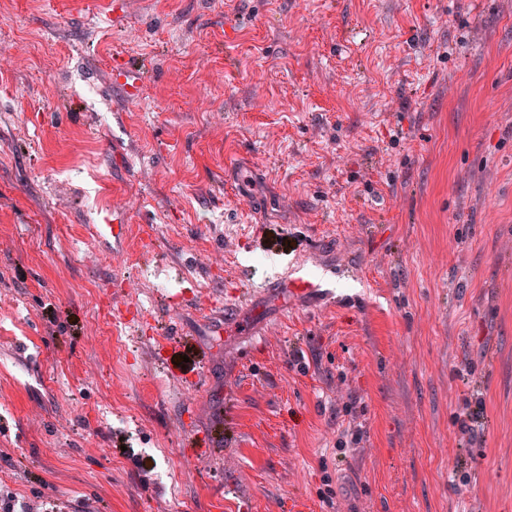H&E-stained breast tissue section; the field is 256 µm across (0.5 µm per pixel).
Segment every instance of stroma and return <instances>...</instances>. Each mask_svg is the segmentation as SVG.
Segmentation results:
<instances>
[{
    "label": "stroma",
    "mask_w": 512,
    "mask_h": 512,
    "mask_svg": "<svg viewBox=\"0 0 512 512\" xmlns=\"http://www.w3.org/2000/svg\"><path fill=\"white\" fill-rule=\"evenodd\" d=\"M19 43L14 512H512V0H0ZM117 55L147 64L136 94ZM168 341L198 353L194 387ZM484 411V403L482 400L475 399L474 401L467 400L464 404V411L462 414L456 416V422L459 425V432L461 437L460 447H467L472 445L478 440L476 427L481 421Z\"/></svg>",
    "instance_id": "35a3bbf8"
}]
</instances>
